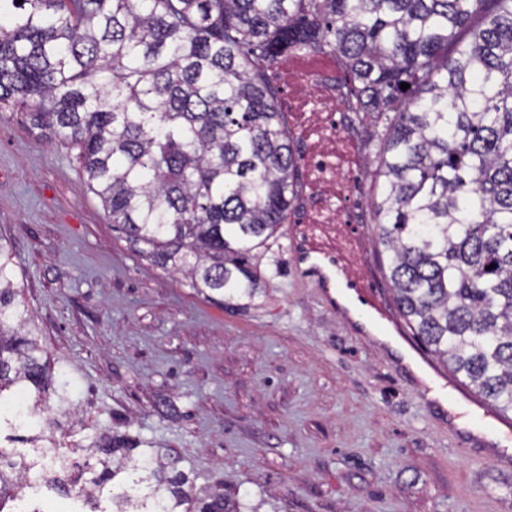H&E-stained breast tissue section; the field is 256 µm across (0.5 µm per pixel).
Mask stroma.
<instances>
[{"instance_id":"1","label":"stroma","mask_w":512,"mask_h":512,"mask_svg":"<svg viewBox=\"0 0 512 512\" xmlns=\"http://www.w3.org/2000/svg\"><path fill=\"white\" fill-rule=\"evenodd\" d=\"M0 245L75 438L141 434L196 496L219 486L255 512H512V470L468 433L445 445L420 378L293 266L288 225L255 251L253 298L198 293L131 250L75 150L5 108Z\"/></svg>"}]
</instances>
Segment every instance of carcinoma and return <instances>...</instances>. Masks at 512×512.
<instances>
[{
	"label": "carcinoma",
	"mask_w": 512,
	"mask_h": 512,
	"mask_svg": "<svg viewBox=\"0 0 512 512\" xmlns=\"http://www.w3.org/2000/svg\"><path fill=\"white\" fill-rule=\"evenodd\" d=\"M311 56L340 64L350 123L385 118L365 167L400 315L512 412V0H0V108L76 150L132 250L201 293L257 290L250 254L301 186L272 79ZM12 264L0 246V426L36 442L71 411ZM39 465L0 453V508ZM52 471L90 512L108 480L112 512H248L109 425Z\"/></svg>",
	"instance_id": "cac0c4a2"
}]
</instances>
